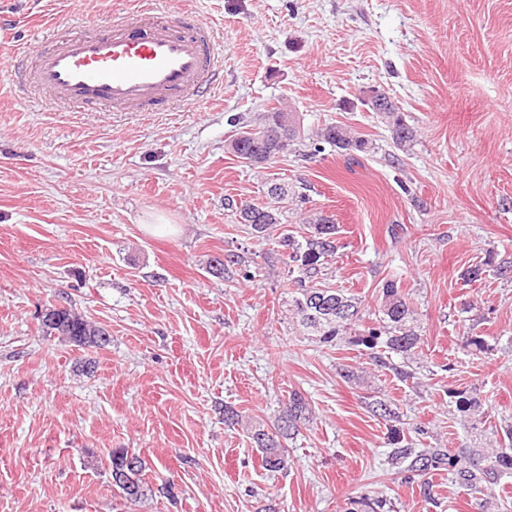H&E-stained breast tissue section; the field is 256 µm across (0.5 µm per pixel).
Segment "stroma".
<instances>
[{"label": "stroma", "mask_w": 512, "mask_h": 512, "mask_svg": "<svg viewBox=\"0 0 512 512\" xmlns=\"http://www.w3.org/2000/svg\"><path fill=\"white\" fill-rule=\"evenodd\" d=\"M137 0H0L30 19L87 33ZM192 13L224 51V83L204 112H50L15 95L0 69V512H126L109 454L129 448L154 491L145 512H512V475L484 494L433 476L431 498L392 467V429L413 447L495 446L512 425V274L464 283L488 256L512 260V0H154L153 16ZM386 92L417 138L398 149L364 103ZM300 128L350 127L370 152L325 147L263 168L228 144L267 108ZM286 184L282 227L338 225L322 285L358 298L371 324L393 281L422 336L414 378L376 372L366 348L317 343L287 312L299 272L258 241L227 200L268 203ZM176 230L153 233L151 215ZM239 268L216 271L224 254ZM66 306L109 335L78 347L44 335ZM482 336L484 353L465 347ZM351 370L355 380L342 377ZM474 388L487 415L471 433L448 392ZM314 419L286 440L288 467L262 468L231 405L274 424L292 392ZM397 409L398 426L371 400Z\"/></svg>", "instance_id": "obj_1"}]
</instances>
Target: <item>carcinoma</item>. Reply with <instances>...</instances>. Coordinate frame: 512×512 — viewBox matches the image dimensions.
Instances as JSON below:
<instances>
[{
    "label": "carcinoma",
    "mask_w": 512,
    "mask_h": 512,
    "mask_svg": "<svg viewBox=\"0 0 512 512\" xmlns=\"http://www.w3.org/2000/svg\"><path fill=\"white\" fill-rule=\"evenodd\" d=\"M387 106L380 116L390 125L393 140L398 147L411 145L416 133L405 123L399 107L386 98ZM289 113L279 107L266 110L259 123L238 132L229 143V150L237 158L251 166H263L276 160V154L293 150L301 138L298 124L288 126V143L278 145L267 137V132L286 121ZM329 144L346 152H366L370 149L368 140L355 137L339 125H327L315 133L309 142L313 151L321 152V144ZM271 202L258 206L248 204V209H236L238 221L250 226L258 238H269L280 223L278 204L288 199V189L282 184H272L267 189ZM336 224L326 216L318 215L309 219V233L298 240L288 233L278 235L277 247L281 249L283 260L295 264L301 276L297 279V296L289 303L288 311L295 321L310 336L322 344L337 345L345 342L353 346H363L371 351L372 362L393 371L402 380L413 377L409 370L416 349L422 338L417 329L414 310L401 293L397 283L386 282L380 295L379 320L371 326L360 327L361 316L358 299L346 295L342 290L329 288L316 283L321 274L325 259L335 254ZM41 329L47 336H60L77 346H100L107 341L104 329L88 321L69 308L57 310L52 307L41 317ZM395 354L403 359V364L390 361ZM449 396L455 399V406L466 414L472 430L483 423L484 412L477 394L470 389H453ZM312 418L309 404L301 394L289 396L288 403L278 416L273 427L257 422L249 425V434L261 453L262 466L271 472L282 471L287 467L288 449L282 444L295 435ZM127 448L112 449L109 459L112 480L119 488L123 500L132 507L130 512H140L142 503L151 495L143 478L145 466L138 463L135 469L125 466ZM392 464L404 483L420 484L425 498H431L432 476L446 471L454 482L467 491L480 492L483 486L495 484L501 476L512 474V426L502 430L499 447L491 452H482L478 457L451 453L446 448H430L419 451L405 442L400 436H393ZM357 512H384L385 503L380 499L363 496L355 501Z\"/></svg>",
    "instance_id": "obj_1"
}]
</instances>
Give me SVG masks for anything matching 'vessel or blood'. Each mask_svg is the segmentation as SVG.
Masks as SVG:
<instances>
[{
  "instance_id": "obj_1",
  "label": "vessel or blood",
  "mask_w": 512,
  "mask_h": 512,
  "mask_svg": "<svg viewBox=\"0 0 512 512\" xmlns=\"http://www.w3.org/2000/svg\"><path fill=\"white\" fill-rule=\"evenodd\" d=\"M104 25L105 33L65 34L52 48L34 50L31 75L19 81L20 91L54 92L64 110L206 111L224 72V57L207 26L154 21L144 6L134 14H112Z\"/></svg>"
}]
</instances>
